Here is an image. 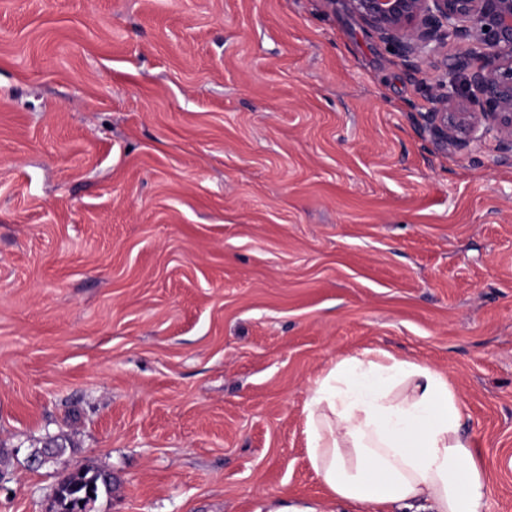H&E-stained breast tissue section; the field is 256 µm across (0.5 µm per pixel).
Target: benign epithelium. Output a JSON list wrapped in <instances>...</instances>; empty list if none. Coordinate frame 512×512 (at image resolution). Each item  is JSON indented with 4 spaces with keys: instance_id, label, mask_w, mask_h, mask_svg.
<instances>
[{
    "instance_id": "1",
    "label": "benign epithelium",
    "mask_w": 512,
    "mask_h": 512,
    "mask_svg": "<svg viewBox=\"0 0 512 512\" xmlns=\"http://www.w3.org/2000/svg\"><path fill=\"white\" fill-rule=\"evenodd\" d=\"M380 41L417 72L450 42L422 129L459 151L491 139L512 155V0H345Z\"/></svg>"
}]
</instances>
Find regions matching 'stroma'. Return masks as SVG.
Returning <instances> with one entry per match:
<instances>
[{
	"label": "stroma",
	"mask_w": 512,
	"mask_h": 512,
	"mask_svg": "<svg viewBox=\"0 0 512 512\" xmlns=\"http://www.w3.org/2000/svg\"><path fill=\"white\" fill-rule=\"evenodd\" d=\"M436 76L342 0H0V512L83 466L94 512H344L303 408L371 348L512 512V161L423 132Z\"/></svg>",
	"instance_id": "1"
}]
</instances>
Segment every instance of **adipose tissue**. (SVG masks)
I'll list each match as a JSON object with an SVG mask.
<instances>
[{
    "label": "adipose tissue",
    "mask_w": 512,
    "mask_h": 512,
    "mask_svg": "<svg viewBox=\"0 0 512 512\" xmlns=\"http://www.w3.org/2000/svg\"><path fill=\"white\" fill-rule=\"evenodd\" d=\"M307 454L354 512H485L488 486L447 376L367 349L312 383Z\"/></svg>",
    "instance_id": "1"
}]
</instances>
